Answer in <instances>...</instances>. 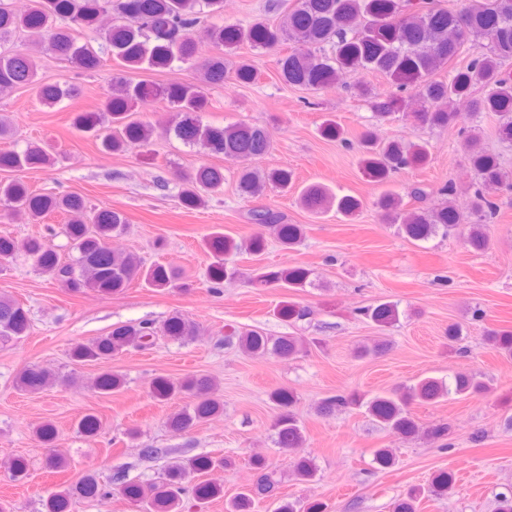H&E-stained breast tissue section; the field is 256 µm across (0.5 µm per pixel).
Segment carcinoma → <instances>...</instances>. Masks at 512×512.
<instances>
[{
  "mask_svg": "<svg viewBox=\"0 0 512 512\" xmlns=\"http://www.w3.org/2000/svg\"><path fill=\"white\" fill-rule=\"evenodd\" d=\"M224 13V0H33L29 10L15 11L0 0V41L23 36L29 44L9 54L0 53V95L30 85L38 71L36 50L45 47L84 71L102 65V57L92 40L79 41L76 29L95 34L108 49L118 67L99 112H79L74 117L76 131L93 138L107 153H125L150 144L154 128L148 121L131 120L129 112L148 99L159 97L177 112L179 120L169 133L182 142L198 146L211 155H222L237 163L235 172L238 192L247 197L269 191L286 192L294 186V173L287 168L265 169L259 162L272 149L265 127L246 122L224 126L203 123L200 113L209 107L206 90L234 78L251 83L256 73L245 59L233 61L230 55L246 43L255 50L268 49L281 42L292 43L287 54L278 59V76L285 84L319 91L336 84L345 70H361L379 75L390 87L415 91L420 103L419 118L432 127H446L456 121L457 114L449 103L465 98L478 85L483 96L470 101V112H494L498 116L496 134L503 141H512V0H469L458 9H448L435 0H295L294 6L277 26L261 22L244 27L237 23L219 22ZM488 40L486 51L470 62L443 76L441 72L458 56L466 39ZM210 47L207 54L202 46ZM190 65L196 72L194 83H170L154 87L133 83L126 74L141 69H164L174 62ZM374 109L373 128L361 133L357 140L361 170L370 181L384 185L393 174L425 165L429 152L425 144L404 138H381L376 129L386 124L401 108L402 100L395 94L380 91L367 84L357 87ZM40 102L54 107L75 96L69 84L41 85L37 88ZM320 134L327 140L349 141L333 119H326ZM462 146L475 175L467 213L441 203L422 210L406 211L403 199L386 191L374 201L381 223L414 242H426L438 236L448 237L467 227L465 243L474 252L489 248L488 226L498 217L493 196L512 194V175L501 167L498 157L483 145L479 126L470 125L462 131ZM54 158L41 146L30 143L22 151H1L0 170L17 174L12 180L0 181V206L5 215H25L38 220L50 213L67 216L64 232L76 256L63 261L57 251L43 238H32L25 244L34 265L56 283L74 292L93 289L102 294L119 293L133 282L146 288L161 290L177 288L178 274L166 265L150 266L131 252L114 251L109 241L123 234L129 224L118 210H90L83 197L72 194H34L19 174L32 168L50 165ZM224 169L203 163L180 174L181 203L189 209L201 208L224 190ZM453 183L432 190L417 186L410 195L422 202L437 193L451 196ZM299 203L308 211L324 216L333 211L348 219L361 207V200L352 195H337L330 188L312 183L299 192ZM251 224L268 226L285 250H292L305 238L302 224L286 222L284 214L269 208L247 213ZM214 261L209 280L218 289L239 271L224 262V256L246 249L258 253L265 239L258 234L241 243L221 233L207 241ZM311 270L284 267L263 272L257 281L299 290L312 285ZM365 319L381 329L399 322L398 304L384 301L360 310ZM29 330L27 310L18 301L0 298V344L6 345L25 336ZM163 335L177 340H193L198 326L180 313L170 316L161 327L151 322L127 323L115 327L107 336L76 346L72 358L78 363H103L128 346L144 348ZM485 340L499 353L512 357V330L487 332ZM240 347L248 356L272 355L292 359L303 350V343L294 336L269 338L256 331L241 335ZM56 380V375L38 366L25 368L16 387L36 393ZM125 383L122 376L104 371L94 380V388L109 393ZM489 391V383L478 372L461 370L447 384L436 378H425L410 386L396 387L371 398L357 392L338 394L323 401L322 413L339 408L365 409L373 421L399 440H409L420 433L410 412L414 403H432L451 393L460 397H476ZM180 393L195 397L189 407L174 413L169 426L183 431L192 423L203 422L224 411V404L215 395L211 380L204 377L173 381L157 379L152 394L167 400ZM269 400L279 409L274 422L276 443L293 450L305 442L303 428L294 407L298 396L287 388H276ZM231 460L197 456L173 462L165 478L147 488L126 484L123 492L139 512H184V496L192 493L196 500H210L224 493L222 487L208 480H199L187 490L189 473L199 476L217 466H228ZM257 471L256 484L238 493L225 505L226 512H253L259 500H270L273 512H326V505L312 501L304 507L279 496V480L265 460H253ZM293 469L303 479L315 477L317 468L307 456H294ZM450 472L435 476L428 488H412L395 505V512H417L416 503L426 493L442 495L453 485ZM111 490L99 486L92 475L83 477L74 486L53 494L49 512H65L67 500L73 495L106 496Z\"/></svg>",
  "mask_w": 512,
  "mask_h": 512,
  "instance_id": "carcinoma-1",
  "label": "carcinoma"
}]
</instances>
